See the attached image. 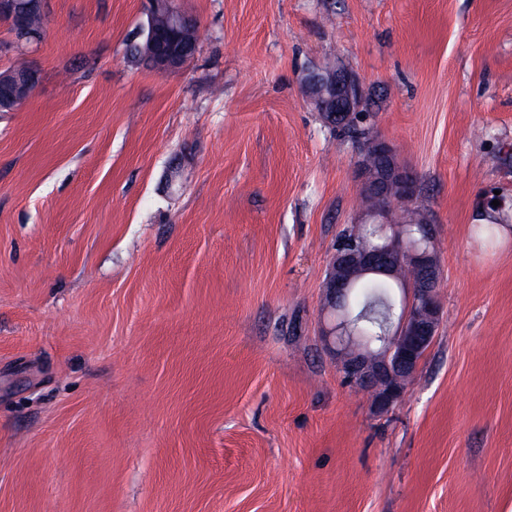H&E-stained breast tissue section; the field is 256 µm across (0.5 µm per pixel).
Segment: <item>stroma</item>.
Here are the masks:
<instances>
[{
    "label": "stroma",
    "instance_id": "stroma-1",
    "mask_svg": "<svg viewBox=\"0 0 512 512\" xmlns=\"http://www.w3.org/2000/svg\"><path fill=\"white\" fill-rule=\"evenodd\" d=\"M147 0H47L0 55V512H512V0H178L199 53L125 60ZM336 62L434 221L442 318L384 415L324 334L355 141ZM305 88L328 127L333 128L337 123L345 128L360 127L363 123L366 117V112H363L364 89L344 68L326 67L309 72Z\"/></svg>",
    "mask_w": 512,
    "mask_h": 512
}]
</instances>
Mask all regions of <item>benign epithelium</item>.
<instances>
[{"label":"benign epithelium","mask_w":512,"mask_h":512,"mask_svg":"<svg viewBox=\"0 0 512 512\" xmlns=\"http://www.w3.org/2000/svg\"><path fill=\"white\" fill-rule=\"evenodd\" d=\"M43 11V0H0V16L25 22L33 13ZM147 16H162L170 26L164 30L168 42L156 46L155 29L142 24L140 35L154 59V70L174 71L191 57L185 45L198 34L190 15L176 0H149ZM306 93L321 112L324 123L358 127L366 117L363 112L365 92L360 82L343 68L326 67L307 74ZM362 205L361 223L378 225L383 244L378 247L360 243L358 233H346L332 252L325 288L335 309L343 312L340 320L325 332L336 337V362L343 379L352 387L373 393L377 413L388 412L403 396L407 385L432 345L441 320L438 288L441 283L439 257L431 247L434 233L428 213L402 219L399 202L418 195L416 179L397 160L393 146L382 137L366 132L356 140ZM410 270L409 294L402 305L396 328H387L379 350L367 343L360 349L342 346L344 338L354 335L343 303L354 285L369 274L402 279Z\"/></svg>","instance_id":"1"}]
</instances>
